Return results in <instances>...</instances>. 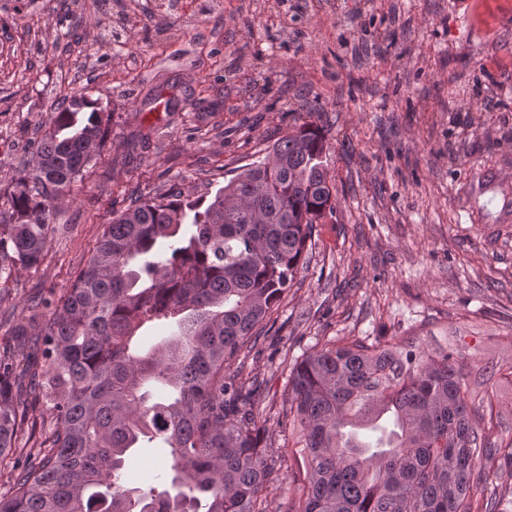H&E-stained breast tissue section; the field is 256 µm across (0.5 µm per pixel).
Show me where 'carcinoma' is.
I'll list each match as a JSON object with an SVG mask.
<instances>
[{"mask_svg":"<svg viewBox=\"0 0 512 512\" xmlns=\"http://www.w3.org/2000/svg\"><path fill=\"white\" fill-rule=\"evenodd\" d=\"M106 106L60 105L31 164L5 193L0 250L12 265L42 260L48 199L78 180L108 133ZM324 135L305 124L245 165L214 196L134 199L42 320L16 323L13 351L35 346L33 386L0 355V464L21 466L0 512H270L277 457L254 413L260 384L245 350L292 288L315 225L335 210ZM176 330L146 348V324ZM469 350L389 336L330 340L291 365L283 421L306 474L289 512H500L486 476L512 459L492 442L512 364L491 357L479 385ZM50 420L35 448L34 412ZM164 449L141 486L124 475L134 448Z\"/></svg>","mask_w":512,"mask_h":512,"instance_id":"carcinoma-1","label":"carcinoma"}]
</instances>
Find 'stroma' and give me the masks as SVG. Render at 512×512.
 I'll return each mask as SVG.
<instances>
[{
  "label": "stroma",
  "instance_id": "1",
  "mask_svg": "<svg viewBox=\"0 0 512 512\" xmlns=\"http://www.w3.org/2000/svg\"><path fill=\"white\" fill-rule=\"evenodd\" d=\"M80 93L109 132L43 261L0 278V351L131 198L216 192L309 122L336 211L245 363L274 452L306 351L512 325V0H0L1 192Z\"/></svg>",
  "mask_w": 512,
  "mask_h": 512
}]
</instances>
